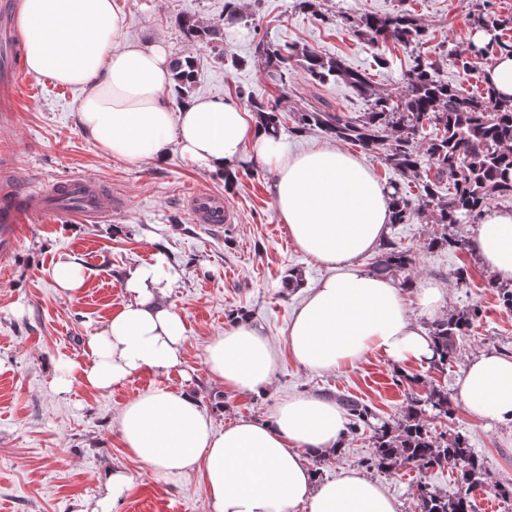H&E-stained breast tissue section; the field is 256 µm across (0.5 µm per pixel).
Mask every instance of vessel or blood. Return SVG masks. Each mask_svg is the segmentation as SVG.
Instances as JSON below:
<instances>
[{"label":"vessel or blood","instance_id":"b4317fda","mask_svg":"<svg viewBox=\"0 0 512 512\" xmlns=\"http://www.w3.org/2000/svg\"><path fill=\"white\" fill-rule=\"evenodd\" d=\"M83 198L84 204L78 213L84 219L98 220L106 218L119 210V202L112 197L100 194L92 180L84 177H75L66 184L65 193L34 194L26 196L25 208L31 213H40L48 207H55L59 211H67V197ZM186 210L199 224H224L229 222L230 216L224 209V200L218 195L206 191L195 190L184 198ZM17 208L10 203L0 204V255L8 256L13 244L17 227Z\"/></svg>","mask_w":512,"mask_h":512}]
</instances>
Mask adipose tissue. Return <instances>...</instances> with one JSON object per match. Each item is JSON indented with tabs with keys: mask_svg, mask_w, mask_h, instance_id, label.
<instances>
[{
	"mask_svg": "<svg viewBox=\"0 0 512 512\" xmlns=\"http://www.w3.org/2000/svg\"><path fill=\"white\" fill-rule=\"evenodd\" d=\"M17 23L28 70L81 90V126L105 154L161 166L176 151L219 174H236L247 160L272 172V200L292 241L329 270L288 326L295 362L331 371L373 349L396 363L430 361L431 339L412 321L401 288L357 265L385 241L392 197L356 155L334 144L289 152L229 99L194 97L172 110L168 51L127 39L116 0H19ZM470 247L499 282L512 284V208L486 207ZM164 265L160 256L127 269L126 305L89 337L87 358L74 367L87 388L104 392L183 365L186 327L166 302L172 281ZM277 359L248 321L231 324L206 351L211 378L232 394L263 393ZM454 392L476 417L512 424V357L472 358ZM345 422L335 401L298 395L275 404L267 420L242 418L219 431L195 394L164 386L130 401L118 419L138 461L173 480L199 476L212 512H399L358 471L322 481L307 463V455L339 448Z\"/></svg>",
	"mask_w": 512,
	"mask_h": 512,
	"instance_id": "adipose-tissue-1",
	"label": "adipose tissue"
}]
</instances>
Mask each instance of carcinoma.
I'll list each match as a JSON object with an SVG mask.
<instances>
[{
    "mask_svg": "<svg viewBox=\"0 0 512 512\" xmlns=\"http://www.w3.org/2000/svg\"><path fill=\"white\" fill-rule=\"evenodd\" d=\"M345 21L358 38L369 43L392 41L407 47L423 40L426 33L405 9L347 17ZM178 25L191 41L222 37L220 29L202 27L190 17L180 18ZM478 26L491 27L498 34L483 46L470 41L453 50L456 63L465 70L492 55H512V37L505 34V30H512V17L489 22L481 15ZM255 53L264 60L266 71L278 79L281 91L280 99L274 102L247 96L258 122L276 137L284 128L294 135L317 129L334 140L379 153L394 171L414 178L419 188L415 201L400 182L388 184L394 204L392 223L410 224L430 212L432 223L443 229L430 245H446L454 251L469 249V241L448 233V228L475 223L495 198H512V99L497 96L489 83H484L481 91L469 93L441 77L439 61L417 55L407 73L406 90L394 98L375 93L368 73L352 69L338 58L324 57L305 45L282 46L261 40L255 45ZM296 65L316 84L342 82L350 86L367 99V109L358 116H347L320 108H300L289 114L292 126L285 127L282 101L288 99V75ZM172 72L180 98L195 81L194 58L174 59ZM384 247L377 265L394 272L410 270L414 263L411 250L390 239ZM480 316L481 309L475 307L431 324L432 368L444 370L457 360L459 341ZM339 402L349 416L350 429L370 425L374 418L371 408L347 398ZM427 406L439 416L454 419L455 409L448 392L431 388L425 399L411 405L396 427L373 429L370 463L388 470L408 466L425 473L436 467H449L458 475L457 493L448 497L421 481L416 485L419 512H473L471 492L487 479L485 459L470 448L463 434L433 433L421 418Z\"/></svg>",
    "mask_w": 512,
    "mask_h": 512,
    "instance_id": "carcinoma-1",
    "label": "carcinoma"
}]
</instances>
